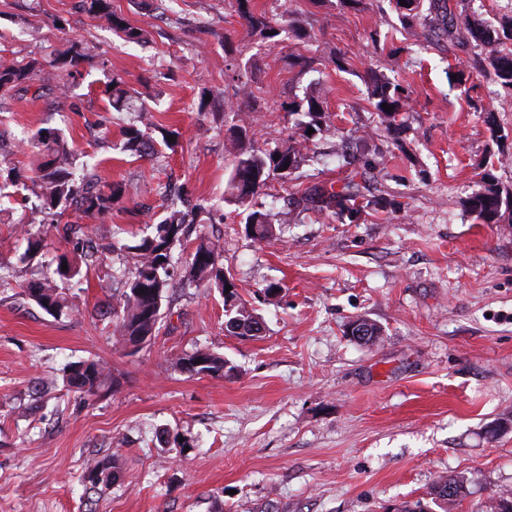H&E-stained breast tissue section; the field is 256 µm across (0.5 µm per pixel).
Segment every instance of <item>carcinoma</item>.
<instances>
[{"instance_id":"1","label":"carcinoma","mask_w":512,"mask_h":512,"mask_svg":"<svg viewBox=\"0 0 512 512\" xmlns=\"http://www.w3.org/2000/svg\"><path fill=\"white\" fill-rule=\"evenodd\" d=\"M250 0H237L239 16L253 31L266 35L273 33L278 37L285 30L292 31L296 37H301L298 29L288 26V22H278L264 13L255 14L249 7ZM82 11L97 20L105 21L112 30L123 35L127 42H140L147 39V31L128 24L120 14L112 10L110 0H80ZM430 8L436 11V16L449 19L447 26L439 32L448 36L454 34V28L460 27L469 35L473 46L477 49L476 58L479 69L490 75L493 81L508 93H512V51L504 46L512 42V13L505 14L498 20L487 21L474 14L462 10L454 12L448 0L434 2ZM88 56V48L80 42H72L66 48L56 51L52 61L44 65L37 59H32L23 66H17L9 60H0V96L5 94L23 97L30 89H35L38 96H43L51 88H60L57 82L59 71L75 64L79 59ZM375 82V112L380 116L386 129L397 128V117L406 105V96L400 84L385 77L371 75ZM109 100L112 109L122 111L128 108V92L118 80L107 83ZM391 107L385 111L383 105ZM288 112L294 116L293 126L303 134L309 129L316 132L332 133L329 116L326 115L321 102L312 96L304 97V102H292ZM310 118L305 122L301 116ZM140 123L144 129L130 128L128 130V145L146 156L155 154V144L148 133L152 128L151 119L142 114ZM251 124L246 119H238L233 126V137L226 145V151L233 157L232 168L227 184L228 195L224 203L234 205L247 212L246 223L257 230L259 237L264 238L270 233L267 215L260 211L258 198L268 181L285 177L283 170L295 169L298 164L299 150L293 146H285L276 153L268 154L254 145L249 136ZM27 146L36 158L33 175L28 177L35 196L44 210L63 214L71 204L82 209L85 217L102 222L112 210V201L124 194L120 183H101L93 174L82 179L77 184L72 165L74 163L73 148L69 145L63 133L54 128H43L28 141ZM279 158H274V155ZM503 189L494 175L485 172L475 190L468 199L471 212L485 224L502 222ZM359 197L357 184L350 181L342 190L318 185L301 197V201L310 203L320 210L336 209L339 214L347 213L355 216L364 208L373 207L385 211L392 207V202L384 197L366 201L365 205L356 204ZM190 223L189 213L179 209H170L162 219L152 225V234L143 237L135 244L123 243L117 249L131 255L133 259L132 276L126 283L117 305L113 307V317L121 339L130 336H156L158 314L151 311L155 300L165 301L172 288L169 267L171 265L172 246L182 242L186 232V224ZM220 253L212 242L199 240L185 270V277L191 282H206L213 285L224 294V302L231 303V308L224 309L227 319L224 321L226 332L236 335L234 329H243L242 335L253 337L261 331L259 317L245 303L238 299L237 293L225 292L224 271L219 267ZM29 300L50 315H57L69 309L67 296L57 288L54 281L45 278L31 283L25 289ZM194 358H202L207 362L203 369L211 375H224L227 362L220 354L206 348H200L192 354L182 357L178 365L184 371L188 370L187 363ZM108 375L104 368L95 361L78 363L69 366L66 383L76 392L91 396L106 384ZM117 472V466L108 461H95L89 464L87 480L91 487L108 485L101 479L105 473ZM465 493L464 480L459 478H442L434 486L436 498L454 502Z\"/></svg>"}]
</instances>
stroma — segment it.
<instances>
[{
	"label": "stroma",
	"mask_w": 512,
	"mask_h": 512,
	"mask_svg": "<svg viewBox=\"0 0 512 512\" xmlns=\"http://www.w3.org/2000/svg\"><path fill=\"white\" fill-rule=\"evenodd\" d=\"M250 7L287 17L302 37L251 32L235 0H112L148 31L145 44L123 41L79 0H0V57L92 48L62 71L65 96L0 98V512H396L416 500L483 512L512 491V429H498L512 419V223H483L467 207L483 170L512 192V96L479 74L451 82L473 65L472 47L426 42L393 0ZM240 68L256 100L255 146L282 149L288 105L307 96L338 130L313 134L298 168L269 182L265 240L224 202ZM372 70L409 95L398 134L374 110ZM110 78L136 91L131 109L112 110ZM143 104L154 140L177 132L175 150L126 149ZM490 110L505 138H493ZM41 128L62 129L102 182L124 185L104 223H83L74 206L41 210L23 184L26 141ZM352 170L364 197L393 208L352 220L300 205L313 185L341 190ZM183 194L264 331L229 335L220 292L180 281L156 337L133 353L106 312L132 266L112 245L149 235ZM78 223L96 262L60 280L71 309L51 315L24 290L71 255L63 227ZM28 234L42 248L22 263ZM358 319L380 327L375 343L348 336ZM198 348L223 355L228 372L182 371L177 359ZM84 360L114 388L80 398L65 372ZM113 458L119 480L90 489L88 463ZM442 476L464 478L466 496L432 499Z\"/></svg>",
	"instance_id": "stroma-1"
}]
</instances>
